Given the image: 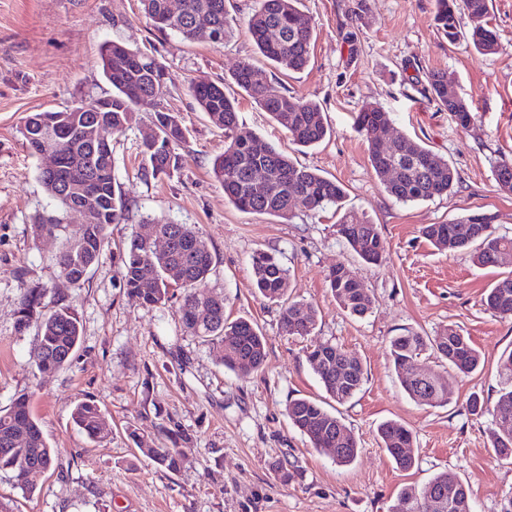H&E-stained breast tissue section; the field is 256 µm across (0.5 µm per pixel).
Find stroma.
<instances>
[{
    "instance_id": "obj_1",
    "label": "stroma",
    "mask_w": 512,
    "mask_h": 512,
    "mask_svg": "<svg viewBox=\"0 0 512 512\" xmlns=\"http://www.w3.org/2000/svg\"><path fill=\"white\" fill-rule=\"evenodd\" d=\"M350 3L302 0L317 30L310 63L298 73L276 72L291 94L320 103L332 129L330 138L300 152L231 79L240 61L255 56L246 22L258 0H229L233 35L219 46L158 32L139 0H0V410L26 396L56 464L36 477L31 494L0 474V501L14 512H392L403 488L441 472L469 485L473 512H500L512 496V462L490 444V417L466 406L474 393L495 401L498 361L512 349V319L481 303L497 276L512 272V255L481 269L469 254L439 251L420 233L427 224L484 213L494 216L498 233L512 235V193L500 191L494 176L499 162L512 160V0H493L489 22L500 51L488 56L466 41L448 42L435 0H367L362 25L349 18ZM112 41L165 64L164 105L180 114L187 141L180 168L155 178L144 173L140 154L152 113L138 112L124 134L112 136L115 189L126 209L75 287L62 278L57 256L81 218L67 212L62 230H39L37 217L58 204L40 181L42 159L23 146L18 128L32 113L108 95L100 52ZM433 70L447 73L469 103L468 127L425 92ZM194 78L221 84L237 99L242 127L338 180L345 211L377 224L382 263L355 257L336 233L334 209L279 218L231 204L212 174L224 131L189 96ZM368 103L390 114L383 139L408 136L448 161L458 176L452 192L407 204L387 194L355 128ZM149 218L199 232L213 258L210 292L223 297L226 316L250 319L267 338L261 370L241 376L225 368L221 345L184 329L180 297L162 305L128 298L121 259ZM258 250L288 269L291 299L317 308L316 338L342 346L364 366L361 390L338 408L359 444L350 465H336L288 420L289 400L328 396L307 363L306 339L282 333L279 304L256 292L251 256ZM339 264L369 290L373 308L365 317L343 311L330 291L326 276ZM33 286L45 289L47 308L70 307L81 322L69 364L49 375L30 359L38 326L16 329L22 294ZM448 326L470 337L481 365L464 375L422 354L419 368L439 375L448 404H416L397 380L389 342L408 330L432 336ZM89 398L106 423L98 437L72 419L76 404ZM388 420L415 436L411 469H398L381 447L377 429ZM140 438L179 449L180 470L144 456Z\"/></svg>"
}]
</instances>
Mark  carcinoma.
Listing matches in <instances>:
<instances>
[{
    "label": "carcinoma",
    "instance_id": "obj_1",
    "mask_svg": "<svg viewBox=\"0 0 512 512\" xmlns=\"http://www.w3.org/2000/svg\"><path fill=\"white\" fill-rule=\"evenodd\" d=\"M436 21L448 42L465 38L481 54L499 50L496 32L487 27L490 0H435ZM144 14L160 32L170 31L182 39L197 38V27L205 22L215 34L213 43L224 44L233 30L234 19L227 0H183V8L175 16L167 15V0H140ZM300 0H260V7L247 21V32L257 52L278 68L298 72L309 63L314 26L299 9ZM466 14L474 23L464 33L460 16ZM103 76L112 86L110 112H36L27 116L20 134L30 151L39 148L42 132L39 122L46 124L63 118L71 129V139L63 150V167L54 172H41L40 180L62 208L80 202L69 187L83 177L97 180L95 210L89 223L80 225L59 253L57 263L62 277L71 285L80 284L89 268L98 260L106 242L105 231L118 222L124 201L114 188L112 151L94 147L85 137L84 127L100 116L112 121V133H123L141 110H150L158 140L143 142L145 172L154 177L167 175L177 168L181 156L177 146L186 142L185 130L175 112L160 109L166 93V66L154 55L139 47L111 42L101 51ZM235 84L248 94L261 111L283 127L292 144L310 148L318 145L331 129L319 104L288 94L273 78L272 70L248 59L232 72ZM448 75L431 71L426 91L444 109L452 112L457 123L468 126L473 115L467 102L454 96L448 99ZM189 93L200 111L213 124L224 129V151L214 159L212 172L224 189V196L236 208L255 214L284 218L295 209L308 211L327 207L342 209L345 191L342 184L316 170L294 161L285 152L239 125L237 103L224 93V87L206 81H192ZM389 114L379 106L362 108L355 123L368 138L371 166L382 179L387 193L402 203L430 200L448 194L457 182V173L448 161L423 147L414 139L399 136L388 147L375 141L377 127L389 124ZM268 180L267 193L253 194L251 181L255 173ZM168 235L166 254H156L152 246L136 235L123 256L122 279L127 294L137 302L158 305L182 291L179 308L181 322L187 332L208 341L224 344L235 342L238 356L225 358V366L238 374L258 371L264 362L267 340L247 319L230 321L224 317V297L208 291L207 280L212 270V256L205 242L187 224L159 222ZM338 236L351 251L367 264L382 262L384 248L377 225L357 221L343 215L336 224ZM423 237L441 251L450 254L470 251L473 262L482 268L498 265V256L512 252V236L496 233L493 217L474 214L446 224H427ZM254 283L258 292L271 302L282 303L280 328L289 336L308 337L316 328L317 311L310 303L285 299L289 286L288 270L276 257L258 250L251 257ZM332 294L350 315L363 317L370 312L372 300L365 284L344 266L338 265L328 274ZM45 290L28 288L22 295L17 329L22 331L33 321L40 322L41 338L32 354L36 369L52 373L67 365L80 339L77 312L61 307L49 313L43 310ZM485 308L501 317H512V275L499 278L483 298ZM324 342L315 340L306 351L307 362L318 376L326 393L338 404L350 400L362 387L364 369L360 360L335 347L331 354H319ZM391 356L398 381L409 397L420 405L444 406L448 397L438 375L427 372L420 384L410 382L417 358L429 351L436 359L461 373L475 371L481 361L471 340L448 327L435 336L407 332L390 341ZM500 389L492 407L479 396L468 401L474 415L491 416V447L502 458L512 457V350L499 359ZM292 426L305 435L315 448L335 449L339 466L351 464L358 455V442L341 417L321 403L308 398L292 399L286 405ZM73 418L89 434L102 433L101 411L93 402H82L73 410ZM383 449L403 469L415 465L413 433L397 421L379 426ZM138 449L157 465L174 472L180 468L181 455L176 448ZM54 465L51 449L32 417L26 397L14 399L11 407L0 411V472L11 474L14 483L27 493L35 484L27 478L28 469L36 465ZM456 504H448V474L435 475L421 487H407L399 495L401 512H473L471 490L457 484Z\"/></svg>",
    "mask_w": 512,
    "mask_h": 512
}]
</instances>
